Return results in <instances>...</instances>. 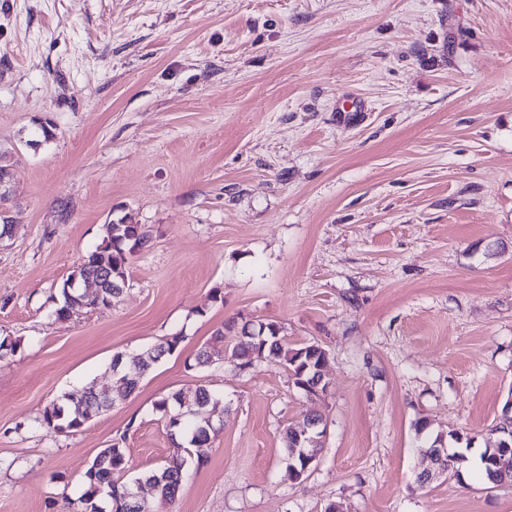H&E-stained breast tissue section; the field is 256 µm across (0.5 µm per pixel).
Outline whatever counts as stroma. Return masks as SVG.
<instances>
[{
	"instance_id": "35a3bbf8",
	"label": "stroma",
	"mask_w": 512,
	"mask_h": 512,
	"mask_svg": "<svg viewBox=\"0 0 512 512\" xmlns=\"http://www.w3.org/2000/svg\"><path fill=\"white\" fill-rule=\"evenodd\" d=\"M0 512H68L112 444L131 482L175 451L156 401L218 391L204 464L157 512H512V486L428 468L414 425L473 437L512 392V0H0ZM131 217L109 308L60 288ZM221 301H211L212 291ZM327 352L194 367L228 323ZM181 335L72 433L51 402ZM328 431L285 478L282 432ZM182 341L181 336H171L165 341L156 344L136 355L142 362L145 371H148L155 363L159 362L166 355L173 354Z\"/></svg>"
}]
</instances>
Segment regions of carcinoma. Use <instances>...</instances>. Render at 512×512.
Returning a JSON list of instances; mask_svg holds the SVG:
<instances>
[{
    "instance_id": "1",
    "label": "carcinoma",
    "mask_w": 512,
    "mask_h": 512,
    "mask_svg": "<svg viewBox=\"0 0 512 512\" xmlns=\"http://www.w3.org/2000/svg\"><path fill=\"white\" fill-rule=\"evenodd\" d=\"M135 233L136 227L130 224V218L126 216L109 225L102 245L96 247L73 271L72 276L64 281L60 289L62 308L74 305L92 308L112 306L122 293L129 265L136 255L137 241L132 239ZM90 280L96 282L102 289V298L99 302L85 295L87 282ZM281 332L282 328L278 324L267 322L265 330H257L255 336L238 333L235 336V350L242 360L241 368L245 369L259 359L277 362L288 369L297 388L308 395L316 394V391L305 386V383L310 381L312 368L323 365L327 358L321 353L307 349L305 345L288 347ZM182 341L183 337L172 336L137 354V358L147 371L165 356L173 354ZM134 391L135 387L128 385L121 391L106 392L90 384L83 388L80 400L66 406L55 403L47 406L43 413L42 425L55 432H74L82 427L85 421L111 406L112 402L124 399ZM220 398V394L199 385L192 391L179 390L154 403L155 411L167 417L169 427L183 437V441L177 443L176 452L169 460L140 475V479L152 484L159 503L170 504L174 501L188 461L194 459L201 463L207 458L211 428L209 419L201 416V410L210 404H216ZM302 427L304 423L298 422L283 431L284 447L288 450L286 475L291 480L294 479V471L301 472L305 468L301 454L290 453ZM415 432L429 448L443 437L450 443H464L468 448L474 441V438L466 437L458 431L434 434L424 420L415 424ZM127 468L128 459L124 448L114 443L102 449L84 473L83 492L74 499H68L72 512H104L106 509L109 512H153V506L146 502L135 509L127 510L124 493L129 484L114 480V476L125 472Z\"/></svg>"
}]
</instances>
